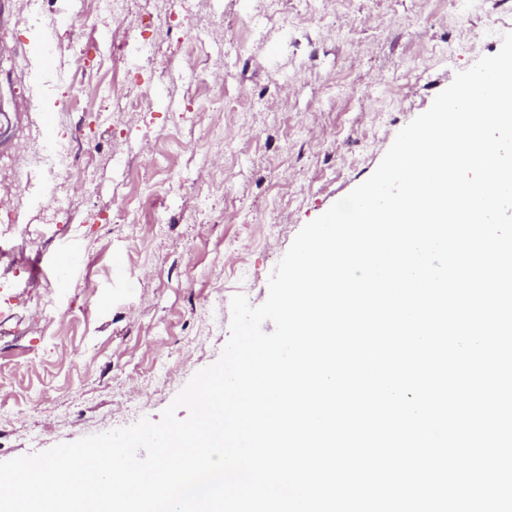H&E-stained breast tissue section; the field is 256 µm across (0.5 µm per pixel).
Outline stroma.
<instances>
[{"label":"stroma","mask_w":512,"mask_h":512,"mask_svg":"<svg viewBox=\"0 0 512 512\" xmlns=\"http://www.w3.org/2000/svg\"><path fill=\"white\" fill-rule=\"evenodd\" d=\"M128 7L127 35L80 0H0V157L29 158L0 248L51 265L72 242L85 259L46 289L0 270V461L158 418L220 357L233 295L261 305L302 227L499 51L489 14L512 32V0ZM79 82L83 102L63 108ZM115 83L151 99L130 111L106 99ZM62 144L95 157L83 190L44 166Z\"/></svg>","instance_id":"obj_1"}]
</instances>
